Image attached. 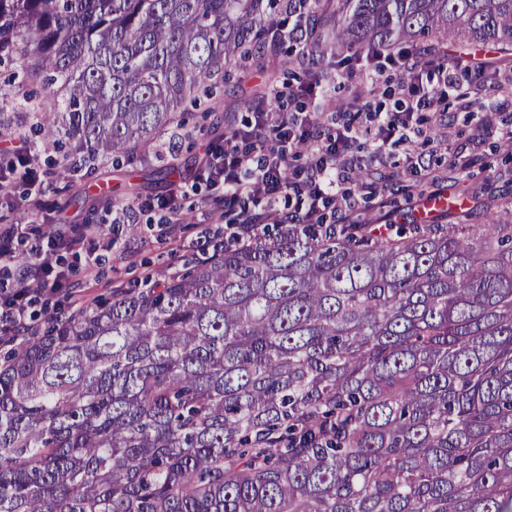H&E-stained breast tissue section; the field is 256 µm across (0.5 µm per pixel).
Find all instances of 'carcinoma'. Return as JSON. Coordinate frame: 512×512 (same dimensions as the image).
Masks as SVG:
<instances>
[{
    "mask_svg": "<svg viewBox=\"0 0 512 512\" xmlns=\"http://www.w3.org/2000/svg\"><path fill=\"white\" fill-rule=\"evenodd\" d=\"M302 52L491 49L512 0H297ZM287 0H0L49 132L131 154L264 57ZM290 224L121 289L0 365V512H512V209Z\"/></svg>",
    "mask_w": 512,
    "mask_h": 512,
    "instance_id": "cac0c4a2",
    "label": "carcinoma"
}]
</instances>
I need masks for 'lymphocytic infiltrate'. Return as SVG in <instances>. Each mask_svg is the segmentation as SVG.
I'll return each mask as SVG.
<instances>
[{
  "label": "lymphocytic infiltrate",
  "mask_w": 512,
  "mask_h": 512,
  "mask_svg": "<svg viewBox=\"0 0 512 512\" xmlns=\"http://www.w3.org/2000/svg\"><path fill=\"white\" fill-rule=\"evenodd\" d=\"M403 72L393 94L394 108L365 105L362 112L333 113L321 122L308 108L294 112L266 110L252 122L233 130L217 151L206 152L200 172L211 189L205 211L208 236L201 248L209 257L227 248L250 246L265 231L264 214L286 213L291 224H338L357 221V199L345 185L358 160L353 144L366 141L371 163L380 164L388 145L411 142L424 115L440 111L453 96L463 74L461 67L426 61L416 53L380 56L374 68L359 70L363 90H372L386 68ZM8 150V167L0 166V191L22 182L39 195L43 173L30 143L15 137ZM306 147L309 161L293 181L282 172L288 156ZM103 224L53 229L46 244H30L25 225L0 226V335L18 338L30 333V309L44 293L63 292L69 281L64 253L90 248L109 236Z\"/></svg>",
  "instance_id": "1"
}]
</instances>
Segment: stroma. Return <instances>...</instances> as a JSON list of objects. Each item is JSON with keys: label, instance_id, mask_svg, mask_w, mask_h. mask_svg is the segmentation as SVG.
<instances>
[{"label": "stroma", "instance_id": "35a3bbf8", "mask_svg": "<svg viewBox=\"0 0 512 512\" xmlns=\"http://www.w3.org/2000/svg\"><path fill=\"white\" fill-rule=\"evenodd\" d=\"M308 65V58L297 55L288 46L257 62L228 65L216 98L202 101L188 112L182 127L184 135L177 144H170L164 136L136 148L131 161L122 168H115L111 159L100 158L94 165L63 179L59 178L57 167L62 149L54 139L42 137L38 132L40 126L53 119L54 101L35 73L34 59L22 57L9 66L0 65V138L25 135L48 171L43 206L30 205L25 186L16 185L8 197L0 199V225L24 224L36 237L47 231L49 225L59 222L106 224L127 204L150 205L141 214L139 224L129 228L125 239L111 248L99 246L96 278L84 275L85 255L67 254L66 264L80 282L73 307L58 305L56 295L49 294L36 306V314L68 317L72 309L96 305L111 298L115 289L142 282L149 270L168 276L182 274L195 262L194 252L165 240L152 223L155 216L152 204L166 199L172 187L164 175L165 168L177 165L184 180L196 184L193 191L180 198L179 205L185 223L190 226L189 238H197L204 229L202 213L210 197L206 184L195 180L206 148L221 142L232 129L248 124L258 105L253 96L255 89L274 96L295 84ZM431 126L434 141L420 138L410 146L389 147L385 165L374 173L375 184H386L388 190L394 191L395 201H402V194L396 193V185L389 182L388 176L395 173L400 180H407L409 155L416 152L429 159L431 169L449 190L483 182L494 192L512 194V159L496 163L492 168L486 165L499 141L497 135L482 131L468 113L456 110L445 117L433 116ZM459 155L470 156L472 165L464 170L451 168V161Z\"/></svg>", "mask_w": 512, "mask_h": 512}]
</instances>
